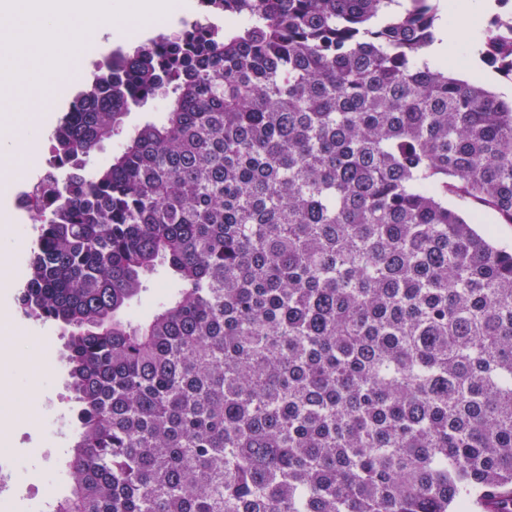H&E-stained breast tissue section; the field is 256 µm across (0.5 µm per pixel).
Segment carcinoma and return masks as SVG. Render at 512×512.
Here are the masks:
<instances>
[{
    "mask_svg": "<svg viewBox=\"0 0 512 512\" xmlns=\"http://www.w3.org/2000/svg\"><path fill=\"white\" fill-rule=\"evenodd\" d=\"M220 2L52 134L20 307L79 404L55 512H512V105L424 58L439 0ZM497 2L474 52L512 76ZM165 103L166 100L159 97L148 102L143 108L130 112L124 120L122 132L102 143L92 163L99 165L108 163L112 159V154L120 149L128 134L148 121H157L161 118ZM161 282L166 284L167 288H159ZM148 285L149 288L147 291L142 293L141 297L138 299H134L129 305L128 313L135 320L147 317L151 313L155 303L162 301L175 290L172 282L165 281L162 270L158 272V275H156Z\"/></svg>",
    "mask_w": 512,
    "mask_h": 512,
    "instance_id": "1",
    "label": "carcinoma"
}]
</instances>
